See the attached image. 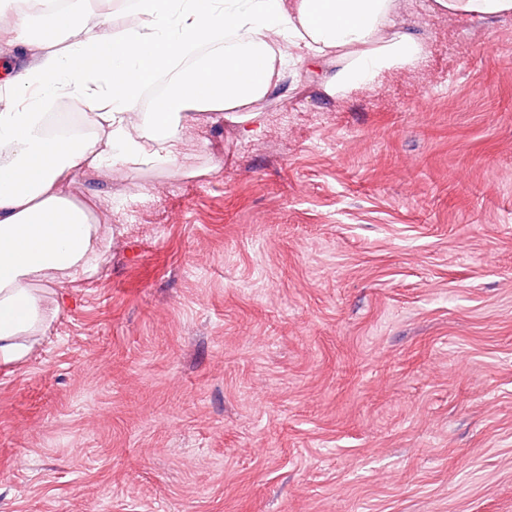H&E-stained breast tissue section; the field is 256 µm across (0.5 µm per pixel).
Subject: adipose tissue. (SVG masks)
<instances>
[{
  "mask_svg": "<svg viewBox=\"0 0 512 512\" xmlns=\"http://www.w3.org/2000/svg\"><path fill=\"white\" fill-rule=\"evenodd\" d=\"M468 19L512 14V0H434ZM137 18L122 32L92 18L85 0L41 12L0 0V46L32 59L0 85V363L25 359L56 316L38 284L96 275L106 247L89 202L68 191L85 170L132 163L173 165L183 128L196 114L260 118V103L282 81L286 59L317 71L336 98L383 71L411 64L422 40L397 22L396 0H133ZM235 44L177 73L150 111L142 90L219 30ZM278 35L288 51L270 50ZM61 95L87 106L92 135L48 132L41 112Z\"/></svg>",
  "mask_w": 512,
  "mask_h": 512,
  "instance_id": "1",
  "label": "adipose tissue"
}]
</instances>
